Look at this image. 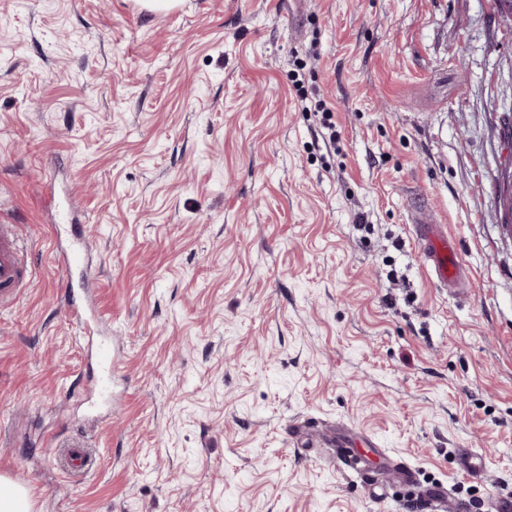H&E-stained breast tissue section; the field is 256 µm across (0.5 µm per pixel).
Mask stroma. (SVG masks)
I'll list each match as a JSON object with an SVG mask.
<instances>
[{
    "mask_svg": "<svg viewBox=\"0 0 512 512\" xmlns=\"http://www.w3.org/2000/svg\"><path fill=\"white\" fill-rule=\"evenodd\" d=\"M511 123L495 0H0V222L35 271L0 310V475L36 512H416L398 465L491 512L512 496ZM66 199L112 342L90 406ZM425 215L457 287L423 267ZM413 232L430 279L439 288H451L462 279L463 264L456 242L448 237V227L430 219L413 224ZM84 238L77 233L67 239L66 246L62 253L61 263L66 273V281L63 285L65 296L68 298V307L74 317L81 323H88V309L84 304L85 294L89 288L85 279L75 281L72 277L74 271H82L85 268L88 249Z\"/></svg>",
    "mask_w": 512,
    "mask_h": 512,
    "instance_id": "obj_1",
    "label": "stroma"
}]
</instances>
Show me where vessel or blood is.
I'll use <instances>...</instances> for the list:
<instances>
[{
	"label": "vessel or blood",
	"mask_w": 512,
	"mask_h": 512,
	"mask_svg": "<svg viewBox=\"0 0 512 512\" xmlns=\"http://www.w3.org/2000/svg\"><path fill=\"white\" fill-rule=\"evenodd\" d=\"M414 236L426 272L433 283L441 288H450L462 279L463 264L456 242L448 235L446 225L430 219L419 220L413 226ZM88 257L87 244L80 234L68 239L62 253L61 263L67 275L64 283L68 307L80 322H87L88 309L84 298L88 283L74 280V271L84 269ZM32 276L23 252L18 244L13 225H0V306L11 302L16 292L27 285ZM87 349L91 359L100 370L96 385L108 390L112 381V351L96 338H88Z\"/></svg>",
	"instance_id": "obj_1"
}]
</instances>
